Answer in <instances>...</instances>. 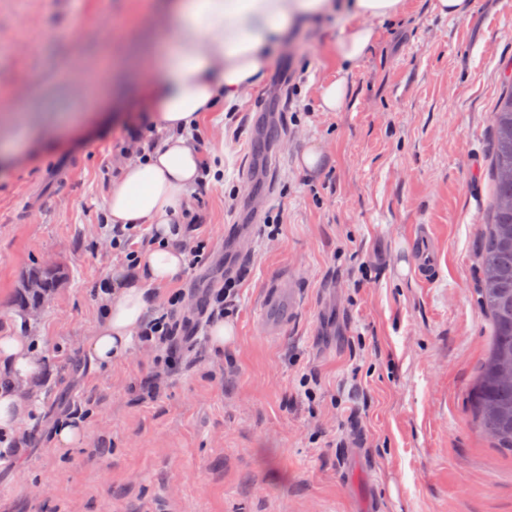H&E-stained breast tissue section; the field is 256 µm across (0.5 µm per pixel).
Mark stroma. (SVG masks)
I'll use <instances>...</instances> for the list:
<instances>
[{
	"label": "stroma",
	"instance_id": "stroma-1",
	"mask_svg": "<svg viewBox=\"0 0 512 512\" xmlns=\"http://www.w3.org/2000/svg\"><path fill=\"white\" fill-rule=\"evenodd\" d=\"M151 2L0 0V332L31 336L50 373L23 448L0 459V512H367L373 500L512 512V451L472 421L491 344L478 253L512 0H473L462 19L406 0L353 67L342 112L319 111L314 89L336 75L343 19L290 37L248 100L199 125L196 147L222 176L193 192L180 245L204 255L155 291V310L176 289L188 309L177 363L135 343L93 367L82 343L127 265L104 225L107 191L127 142L163 135L136 126L133 95L104 85L89 97L82 83L147 38L137 21ZM313 144L316 171L300 162ZM423 224L431 283L410 249ZM43 262L64 283L21 318L17 285ZM226 264L242 273L236 336L216 353L199 313ZM290 275L297 314L263 335V292ZM69 413L84 435L59 448L50 426ZM348 446L360 463H344Z\"/></svg>",
	"mask_w": 512,
	"mask_h": 512
}]
</instances>
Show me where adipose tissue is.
Instances as JSON below:
<instances>
[{
	"label": "adipose tissue",
	"mask_w": 512,
	"mask_h": 512,
	"mask_svg": "<svg viewBox=\"0 0 512 512\" xmlns=\"http://www.w3.org/2000/svg\"><path fill=\"white\" fill-rule=\"evenodd\" d=\"M404 8L405 0H163L168 34L161 45L141 48L137 58L149 120L164 139L154 148L139 147L137 157L122 165L106 207L108 223L152 225L155 240L139 255L134 273L119 274L107 293L103 320L83 345L91 364L126 354L147 324L154 287L184 275L179 217L195 188L215 182L218 173L205 166L186 131L205 113L242 104L265 79L273 46L332 15L348 20L336 39L342 66L333 80L318 85L316 97L320 111H345L348 76L376 42V22ZM0 372L10 377L0 384V432L11 435L30 413L39 375L29 337L0 336Z\"/></svg>",
	"instance_id": "obj_1"
}]
</instances>
